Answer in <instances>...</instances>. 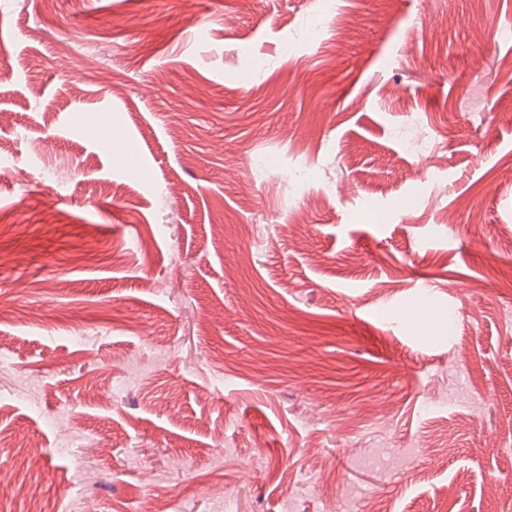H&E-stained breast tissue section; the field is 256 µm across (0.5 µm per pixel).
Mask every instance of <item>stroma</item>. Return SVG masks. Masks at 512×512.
<instances>
[{
  "instance_id": "1",
  "label": "stroma",
  "mask_w": 512,
  "mask_h": 512,
  "mask_svg": "<svg viewBox=\"0 0 512 512\" xmlns=\"http://www.w3.org/2000/svg\"><path fill=\"white\" fill-rule=\"evenodd\" d=\"M507 26L0 0V512H512Z\"/></svg>"
}]
</instances>
